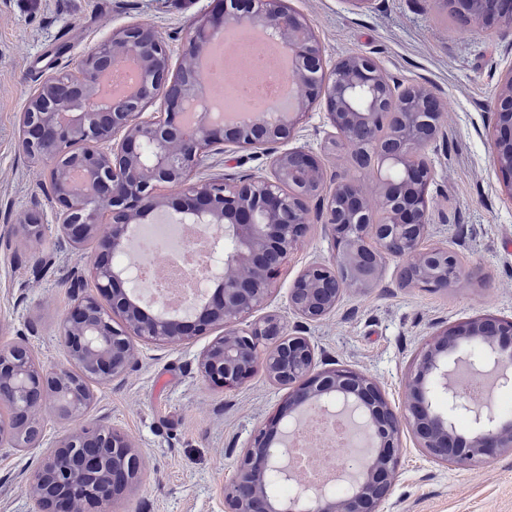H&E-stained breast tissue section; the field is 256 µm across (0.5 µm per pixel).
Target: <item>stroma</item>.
Returning <instances> with one entry per match:
<instances>
[{
  "label": "stroma",
  "instance_id": "stroma-1",
  "mask_svg": "<svg viewBox=\"0 0 512 512\" xmlns=\"http://www.w3.org/2000/svg\"><path fill=\"white\" fill-rule=\"evenodd\" d=\"M210 0H0V345L30 346L43 366L70 365L59 338L73 301L70 275L89 265L95 241L61 246L55 232L35 242L17 230L21 214L38 208L56 223L49 163L19 145L18 120L37 78L68 72L97 42L138 21L163 37L179 64L191 27ZM311 24L326 66L348 54L374 58L405 85L423 84L440 97L447 135L427 150L434 169L432 220L425 243L454 252L466 273L444 290L403 284L395 261L382 269L383 287L344 289L335 310L303 322L288 291L309 263L329 258L328 234L314 224L285 264L263 311L288 334L303 330L318 369L347 366L372 378L390 406L402 411L404 382L416 353L433 332L481 315L512 316V196L491 157L489 127L502 74L512 67V37L490 29L462 31L446 0H288ZM334 133L315 107L298 141L314 148L328 173L355 174L345 151L329 149ZM258 148L203 158L194 178L244 179L270 174ZM54 265L36 268L38 255ZM209 339L170 345L135 342L134 366L119 380L95 385L86 422L104 420L125 434L142 461L133 485L109 512H224V486L237 472L253 431L287 397L285 386L256 373L227 391L204 381L197 358ZM40 445L0 450V512H37L28 476L72 429L52 410L39 414ZM381 512H512V452L468 466L441 465L419 448L410 430L400 436L391 495Z\"/></svg>",
  "mask_w": 512,
  "mask_h": 512
}]
</instances>
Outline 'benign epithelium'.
<instances>
[{
    "instance_id": "7a95c632",
    "label": "benign epithelium",
    "mask_w": 512,
    "mask_h": 512,
    "mask_svg": "<svg viewBox=\"0 0 512 512\" xmlns=\"http://www.w3.org/2000/svg\"><path fill=\"white\" fill-rule=\"evenodd\" d=\"M454 7L467 20L512 35V0H454ZM232 25H251L281 38L297 63L296 81L307 89L286 110L266 109L265 122L198 109L202 80L193 63ZM129 47L143 63L137 86L117 103H103L97 90L113 60ZM181 57L182 68L175 72L152 24L127 26L95 44L73 71L41 75L20 113L23 151L53 162L59 239L78 249L95 238L100 252L90 269L95 292L74 295L59 328L81 369L47 371L27 345L0 347V406L10 410L8 419L0 418V446L36 447V411L45 404L64 419H82L94 401L92 384L114 381L132 367L131 339L188 344L217 330L197 361L205 380L234 390L261 369L272 382L288 386L285 402L253 433L235 479L224 487L226 512H379L392 491L405 425L441 464L476 462L511 448L512 419L488 401L474 403L452 376L461 364L474 373L489 367L501 386L511 387L512 318L479 316L430 336L407 378L400 416L367 375L349 368L315 370L310 342L285 334L277 315L241 326L265 305L284 261L314 222L328 230L333 256L308 265L290 287L289 306L306 321L335 310L345 288L382 287L386 258L400 262L401 274L411 273L421 288H446L458 279L453 252L423 248L434 177L426 149L442 134L436 93L421 84L402 86L366 56L347 55L325 69L313 28L286 0H216L187 36ZM159 95L166 111L142 120L147 104ZM318 101L335 130L334 146L349 152L358 168L374 167L380 174L377 205L359 180L327 175L309 147L284 148ZM493 116L492 159L512 195V68L499 82ZM107 142L110 150L99 148ZM229 147L263 148L271 176L192 181L203 157ZM161 183L183 187L177 210L192 223L224 226L223 242L213 247L224 257V287L209 294L203 307L180 316L143 314L130 301L135 280L119 266L131 228L165 205L155 195ZM105 213L110 224L101 225ZM20 228L35 239L45 232L34 212ZM339 403L360 414L378 448L370 468L342 459V467L356 471L353 488L342 498L293 477L283 441L303 416ZM462 419L469 422L464 434L458 429ZM140 462L120 431L84 425L40 463L32 487L42 512H82L87 504L103 506L132 483ZM274 478L293 485L288 498L279 501L259 490Z\"/></svg>"
}]
</instances>
